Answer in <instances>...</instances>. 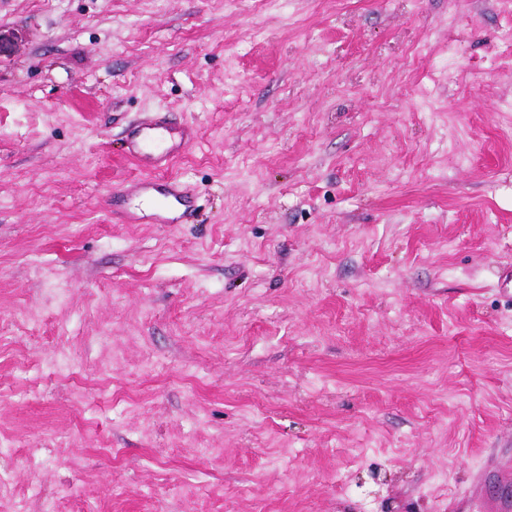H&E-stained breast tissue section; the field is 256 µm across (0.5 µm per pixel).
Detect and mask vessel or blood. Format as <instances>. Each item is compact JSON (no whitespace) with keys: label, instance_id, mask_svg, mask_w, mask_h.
<instances>
[{"label":"vessel or blood","instance_id":"1","mask_svg":"<svg viewBox=\"0 0 512 512\" xmlns=\"http://www.w3.org/2000/svg\"><path fill=\"white\" fill-rule=\"evenodd\" d=\"M170 125L166 116L156 115L133 124L127 135L126 156L144 171L145 176L135 185L116 183L113 200H121L127 193H134L138 204L127 211V218L136 214L150 215L161 223H170L171 206H178L183 216H190L195 209V195L175 178H163L171 162L193 138L191 131H183L181 142H173L168 133Z\"/></svg>","mask_w":512,"mask_h":512}]
</instances>
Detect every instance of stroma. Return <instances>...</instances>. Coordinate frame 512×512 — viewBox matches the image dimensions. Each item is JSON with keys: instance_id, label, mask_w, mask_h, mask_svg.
<instances>
[{"instance_id": "obj_1", "label": "stroma", "mask_w": 512, "mask_h": 512, "mask_svg": "<svg viewBox=\"0 0 512 512\" xmlns=\"http://www.w3.org/2000/svg\"><path fill=\"white\" fill-rule=\"evenodd\" d=\"M510 26L504 0H0V464L28 512L512 499ZM152 112L196 132L185 224L112 215Z\"/></svg>"}]
</instances>
